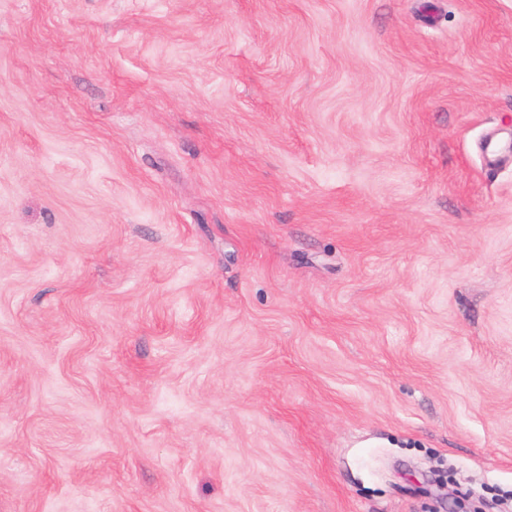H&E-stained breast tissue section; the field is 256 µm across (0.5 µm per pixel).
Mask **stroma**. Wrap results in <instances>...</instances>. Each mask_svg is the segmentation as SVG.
Instances as JSON below:
<instances>
[{"instance_id": "stroma-1", "label": "stroma", "mask_w": 512, "mask_h": 512, "mask_svg": "<svg viewBox=\"0 0 512 512\" xmlns=\"http://www.w3.org/2000/svg\"><path fill=\"white\" fill-rule=\"evenodd\" d=\"M512 503V0H0V512Z\"/></svg>"}]
</instances>
